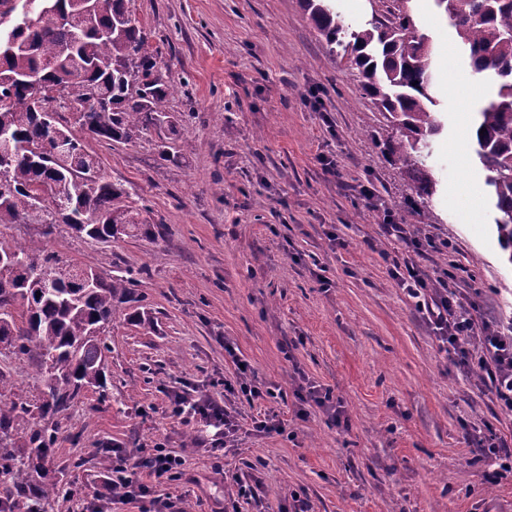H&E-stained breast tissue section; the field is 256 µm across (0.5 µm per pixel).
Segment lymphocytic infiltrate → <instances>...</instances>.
Listing matches in <instances>:
<instances>
[{"mask_svg":"<svg viewBox=\"0 0 512 512\" xmlns=\"http://www.w3.org/2000/svg\"><path fill=\"white\" fill-rule=\"evenodd\" d=\"M382 230L386 235L405 243L404 252L387 256L389 272L399 288L414 298L415 309L427 323L449 360L463 371H478L479 382L491 394L501 413L512 416V320L477 323L463 303L464 293L455 273L427 281L418 259L426 248L435 247L434 238L411 235L404 224L386 218ZM172 411L179 418L200 419L221 428L220 437L212 439L211 451L222 456L236 431V419L231 411L208 399L192 400L176 395ZM183 460L170 453L164 444L143 449L137 463H130L123 454L112 460V490L120 498L137 499L149 491L141 481L139 469H148L158 480L175 481L183 475Z\"/></svg>","mask_w":512,"mask_h":512,"instance_id":"f902f5d3","label":"lymphocytic infiltrate"}]
</instances>
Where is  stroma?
<instances>
[{
  "label": "stroma",
  "mask_w": 512,
  "mask_h": 512,
  "mask_svg": "<svg viewBox=\"0 0 512 512\" xmlns=\"http://www.w3.org/2000/svg\"><path fill=\"white\" fill-rule=\"evenodd\" d=\"M148 49L167 63V110L180 124L159 154L151 133L128 144L87 141L107 179L136 193L156 238L104 244L56 225L44 239L65 259L136 278V302L112 319L106 395L89 390L59 414L53 468L64 486L53 512H224L237 481L261 482L239 512H512V474L490 479L465 429L512 440V419L453 367L389 275L399 244L380 230L407 218L419 236L446 239L428 253L437 277L459 265L481 294L477 314L512 316V263L486 208L467 212L464 189L483 191L472 151L454 147L469 113L456 109L466 70L454 29L432 0H414L418 27L448 63L439 89L444 131L428 161L437 180L432 217L411 208V181L381 142L386 120L353 70L330 55L299 0H134ZM336 160L327 173L319 156ZM372 184L376 209L358 194ZM151 319L133 322V312ZM253 381L281 389L247 401L225 392L237 360ZM15 394L42 387L27 358L0 355ZM330 389L333 420L301 399ZM231 407L238 430L221 459L214 427L171 413L174 392ZM279 420L283 433L254 425ZM162 443L186 459L181 480L147 499L105 486L104 446L128 457Z\"/></svg>",
  "instance_id": "35a3bbf8"
}]
</instances>
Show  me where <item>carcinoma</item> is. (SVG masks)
Listing matches in <instances>:
<instances>
[{"instance_id":"obj_1","label":"carcinoma","mask_w":512,"mask_h":512,"mask_svg":"<svg viewBox=\"0 0 512 512\" xmlns=\"http://www.w3.org/2000/svg\"><path fill=\"white\" fill-rule=\"evenodd\" d=\"M80 2L44 0L23 24L14 0H0V30L23 24L16 43L0 39V139L13 147L0 162V224L43 225L38 241L0 239V252L14 259L0 266V346L36 360L42 378L37 398L8 399L12 384L0 371V512H52L63 491L47 467L58 434L54 418L86 385L105 395L107 330L135 295L133 278L66 260L44 239L56 224L105 243L159 234L129 191L105 178L84 140L126 143L152 131L177 132L165 108L167 66L147 51L133 0H91L89 11ZM333 2L300 0L329 51L357 70L361 91L395 130L384 149L428 204L437 191L430 142L443 130L431 38L416 25L412 0H374L359 30ZM433 2L467 50L470 75L493 91L473 112L471 146L487 172L494 224L512 263V0ZM45 111L56 115L73 152L51 154L52 130L40 122ZM82 268L95 278L74 288ZM19 434L26 440L21 452L13 446Z\"/></svg>"}]
</instances>
